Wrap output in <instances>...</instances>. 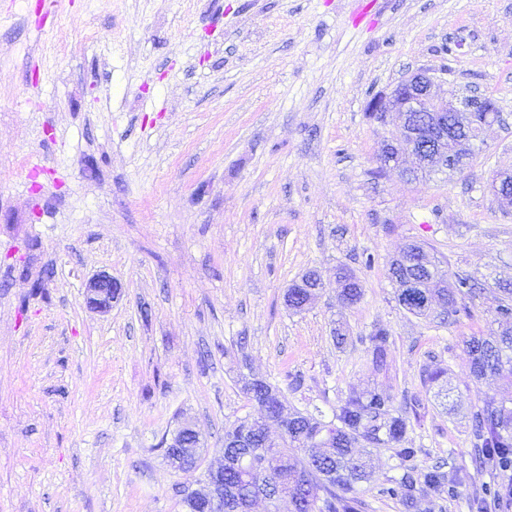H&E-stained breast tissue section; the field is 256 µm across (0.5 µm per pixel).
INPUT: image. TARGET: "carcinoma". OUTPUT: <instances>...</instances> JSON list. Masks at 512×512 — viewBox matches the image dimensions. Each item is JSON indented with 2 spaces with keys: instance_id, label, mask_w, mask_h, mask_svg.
Listing matches in <instances>:
<instances>
[{
  "instance_id": "obj_1",
  "label": "carcinoma",
  "mask_w": 512,
  "mask_h": 512,
  "mask_svg": "<svg viewBox=\"0 0 512 512\" xmlns=\"http://www.w3.org/2000/svg\"><path fill=\"white\" fill-rule=\"evenodd\" d=\"M428 263L427 274L410 267L405 272L417 287H425L431 279L439 277L443 287L431 288L429 292L447 306L446 317L459 315L457 299L474 293L475 279L458 272L448 281L438 259L430 255ZM336 280L344 282L338 294L341 302L352 305L361 299L362 286L357 277L339 268ZM503 292L504 298L497 307L503 330L495 336L473 335L465 340V346L473 377L480 381L489 375L497 376L507 394L512 389V289L505 288ZM389 340L388 330L382 327L371 336L378 369L385 366ZM406 430V420L391 414L390 396L376 390L349 397L333 411L328 422L320 413L301 416L295 433L284 440L282 447L262 448L257 453L267 463L266 472L243 474L228 470L227 483L239 487V499L226 502L229 512H251L247 498L258 496V482L268 476L275 479L281 491L291 495L296 512H357L356 486L367 474L366 458L355 451L362 439L389 445L406 463L403 477L387 488L386 493L405 503L411 502L421 488L441 485L447 481V475L415 463L416 449L398 447ZM472 434L477 445L484 449L485 464L500 474L512 471V407L494 397L484 400L473 414ZM290 446L305 451L307 461H300L288 452ZM320 488L324 492L321 498L317 496Z\"/></svg>"
}]
</instances>
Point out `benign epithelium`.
Listing matches in <instances>:
<instances>
[{"mask_svg":"<svg viewBox=\"0 0 512 512\" xmlns=\"http://www.w3.org/2000/svg\"><path fill=\"white\" fill-rule=\"evenodd\" d=\"M448 83L447 95L437 89ZM368 110L379 121L395 112L403 121V135L386 143L378 157L379 168L397 169L408 181L425 171L457 170L471 158L484 130L500 121L488 97L477 91H461L431 69H421L401 79L388 95L373 97ZM121 294V285L100 272L85 283L88 308L105 312ZM169 448H188L190 455H170L173 470L192 473L198 466L204 441L193 424L184 422L173 434ZM224 465L208 468L190 487L194 500L206 510L220 512L224 497Z\"/></svg>","mask_w":512,"mask_h":512,"instance_id":"1","label":"benign epithelium"}]
</instances>
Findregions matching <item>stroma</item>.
Segmentation results:
<instances>
[{
  "mask_svg": "<svg viewBox=\"0 0 512 512\" xmlns=\"http://www.w3.org/2000/svg\"><path fill=\"white\" fill-rule=\"evenodd\" d=\"M420 68L501 121L463 170L376 176L402 123L367 103ZM508 171L512 0H0V512H185L196 476L161 442L191 421L200 469L217 464L225 429L261 415L251 378L306 414L391 396L403 447L449 484L406 507L386 493L405 468L375 444L358 512H512L484 499L496 474L471 430L501 383L473 378L463 344L512 285V205L490 188ZM413 242L477 279L469 315L399 305L389 265ZM311 270L323 288L294 310ZM100 272L122 285L106 312L84 302ZM336 280L344 281L345 288H340L338 298L342 303L352 305L357 303L362 297V286L360 281L353 274L339 268L336 270Z\"/></svg>",
  "mask_w": 512,
  "mask_h": 512,
  "instance_id": "35a3bbf8",
  "label": "stroma"
}]
</instances>
